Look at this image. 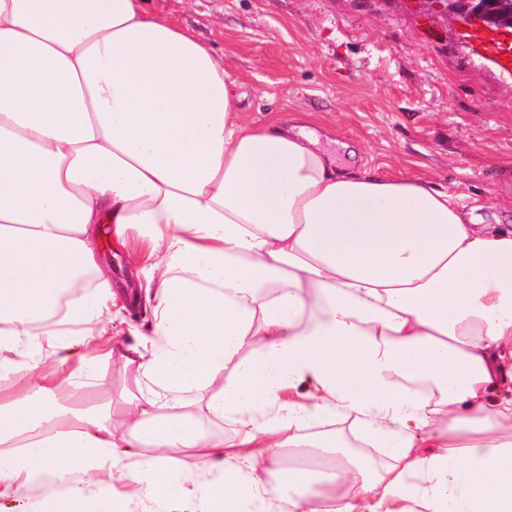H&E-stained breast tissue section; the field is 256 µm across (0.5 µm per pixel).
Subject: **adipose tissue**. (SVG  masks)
<instances>
[{
    "instance_id": "ef3b65f1",
    "label": "adipose tissue",
    "mask_w": 512,
    "mask_h": 512,
    "mask_svg": "<svg viewBox=\"0 0 512 512\" xmlns=\"http://www.w3.org/2000/svg\"><path fill=\"white\" fill-rule=\"evenodd\" d=\"M237 87L142 0H0V498L120 512L106 472L142 512L172 489L198 512H512V226L339 169ZM104 223L155 300L120 352L150 398L118 425L81 332L119 301ZM75 337L86 354L45 374ZM336 415L390 465L306 435ZM113 489L115 495L122 500L123 512H138L141 509L138 485L130 478L115 480Z\"/></svg>"
}]
</instances>
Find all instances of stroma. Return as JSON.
<instances>
[{
	"mask_svg": "<svg viewBox=\"0 0 512 512\" xmlns=\"http://www.w3.org/2000/svg\"><path fill=\"white\" fill-rule=\"evenodd\" d=\"M211 45L242 84L258 123L316 112L336 126L324 141L338 164L420 177L486 224H512V80L475 54L459 24L429 0H145ZM145 381L119 356L96 390L141 395Z\"/></svg>",
	"mask_w": 512,
	"mask_h": 512,
	"instance_id": "35a3bbf8",
	"label": "stroma"
}]
</instances>
